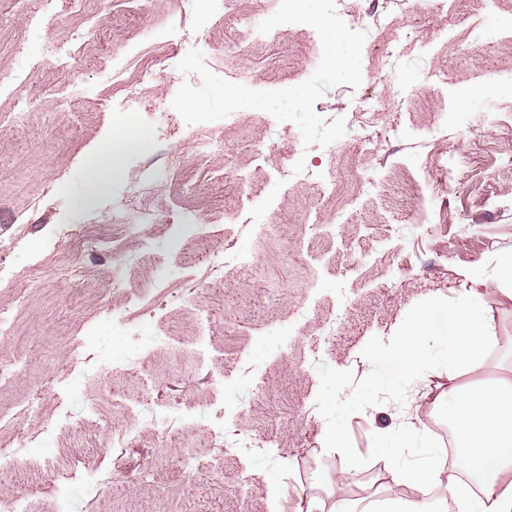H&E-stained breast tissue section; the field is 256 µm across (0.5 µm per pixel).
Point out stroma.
<instances>
[{
    "label": "stroma",
    "instance_id": "1",
    "mask_svg": "<svg viewBox=\"0 0 512 512\" xmlns=\"http://www.w3.org/2000/svg\"><path fill=\"white\" fill-rule=\"evenodd\" d=\"M506 0H459L453 15L437 0H341L336 11L362 31V82L338 85L316 103L326 121L344 118L335 147L304 146L298 127L268 112L240 110L210 129L224 150L197 160L193 128L143 114L144 140L129 145L104 186L88 185L84 159L117 117L128 85L146 70L174 71L198 49L209 71L272 91L307 80L321 40L311 26L283 24L240 43L239 22L272 16L266 0H213L197 18L192 0H139L126 13L113 0L60 6L50 28L33 29L21 0H0V307L14 316L0 335V358L15 361L0 382V415L25 408L21 427L0 425V448L56 429L50 456H34L0 476V504L27 494L29 512H53L55 477L79 485L95 463L102 496L78 512H294L300 488L318 469L335 470L322 451L326 426L341 427L360 456L348 475L354 496L376 486L383 459L412 468L425 440L443 445L448 423L431 401L446 376L373 382L370 348L388 346L410 307L453 301L472 277L494 280L497 258L512 252V109L480 87L512 78V22ZM400 26L385 28L387 15ZM181 16V27L151 43L145 28ZM479 39L478 52H457ZM417 42L392 71L378 57ZM70 51L67 68L43 56L47 43ZM167 74L138 84L144 99L174 98ZM473 105L458 108L465 93ZM374 99L377 118L361 113ZM181 153L185 172L165 163ZM312 165L315 180L282 177L289 159ZM455 167L445 181L425 159ZM157 172L155 207L174 223L129 236L122 252L103 245L64 252L86 225L128 209L125 189L144 166ZM238 168L245 184L226 180ZM432 220L420 223L419 205ZM261 224L272 225L259 234ZM335 225V233L324 225ZM205 236L203 265L188 243ZM148 262L120 275L127 257ZM127 310L167 342L127 354L103 317ZM117 360L101 364L104 349ZM237 414L224 437L270 440L272 454H214L193 471L183 457L206 429L205 415L227 403ZM173 413L154 424L151 412ZM418 434L399 446V429ZM136 425L129 444L110 430Z\"/></svg>",
    "mask_w": 512,
    "mask_h": 512
}]
</instances>
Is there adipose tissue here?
<instances>
[{
  "label": "adipose tissue",
  "mask_w": 512,
  "mask_h": 512,
  "mask_svg": "<svg viewBox=\"0 0 512 512\" xmlns=\"http://www.w3.org/2000/svg\"><path fill=\"white\" fill-rule=\"evenodd\" d=\"M139 139L133 123L114 124L87 159L90 176L119 165L124 148ZM499 342L479 289L450 304L433 299L411 307L389 346L370 353L376 381L385 386L389 363L404 377L447 372L448 394L436 406L452 430L454 465L427 449L416 470L389 466L385 495L357 499L348 495L345 469L319 472L313 481L327 486L328 498L308 497V512H512V366L491 361ZM402 486L413 496L399 494Z\"/></svg>",
  "instance_id": "obj_1"
}]
</instances>
